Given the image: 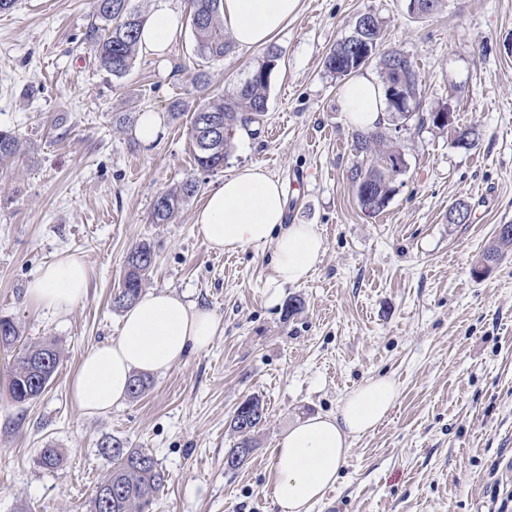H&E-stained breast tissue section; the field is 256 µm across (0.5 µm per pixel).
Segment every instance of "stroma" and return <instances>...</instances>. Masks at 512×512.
Listing matches in <instances>:
<instances>
[{
    "instance_id": "1",
    "label": "stroma",
    "mask_w": 512,
    "mask_h": 512,
    "mask_svg": "<svg viewBox=\"0 0 512 512\" xmlns=\"http://www.w3.org/2000/svg\"><path fill=\"white\" fill-rule=\"evenodd\" d=\"M409 3L301 0L273 40L281 59L265 116L233 137L223 168L205 173L188 135L200 97L190 31L164 58L139 52L116 80L84 40L94 0H18L0 13V129L23 141L0 164V316L22 343L51 339L62 352L46 391L21 405L8 391L12 354L0 349V512H91L111 467L100 444L112 436L166 472L152 512H278L270 450L281 434L336 413L382 375L398 385L395 407L354 440L312 512H512V254L473 272L496 226L512 224V0H442L429 17ZM366 12L381 19L384 47L410 60L422 112L452 107L458 126L479 132L466 149L429 122L386 129L405 166L376 215L361 210L348 179L358 154L338 104L343 82L322 66ZM263 54L234 48L210 66L213 87H233ZM176 99L185 110L174 120ZM145 110L159 116L154 142L115 130L117 113ZM246 165L284 184L287 223L315 225L325 239L306 281L276 303L273 243L221 254L194 224L208 192ZM189 176L199 193L171 223H152L155 198ZM460 201L471 219L449 223ZM144 240L156 254L147 290L207 307L222 329L207 349L151 375L141 398L88 415L70 379L91 346L117 338L112 295L128 250ZM64 251L84 257L87 297L64 313L35 308L28 282ZM293 296L303 308L289 317ZM251 395L266 419L248 460L230 470L229 421ZM48 446L63 457L58 471L39 462Z\"/></svg>"
}]
</instances>
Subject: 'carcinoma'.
<instances>
[{"label":"carcinoma","mask_w":512,"mask_h":512,"mask_svg":"<svg viewBox=\"0 0 512 512\" xmlns=\"http://www.w3.org/2000/svg\"><path fill=\"white\" fill-rule=\"evenodd\" d=\"M187 22L195 41L197 56L210 62L219 61L232 52L234 44L224 35L222 0H188ZM145 18L130 7V0H94L92 21L84 33L94 51L100 70L116 79L129 74L139 52V34ZM343 44L338 42L326 54L325 70L336 78L349 76L346 60L340 55ZM280 53L274 47L266 50L247 74L232 89L199 100L189 127V137L195 146V162L202 171L224 166L232 130L238 125L258 122L268 110L269 80L274 62ZM212 116L222 123V135H209L201 115ZM458 145L468 148L478 139L473 126H451ZM384 137L379 131L356 134V150L365 155L364 163L354 166L350 180L360 208L367 200L359 190L367 189L371 197L387 205L396 191L395 176L400 173L394 160H402L398 151L383 150ZM21 138L16 132L0 129V163L14 157L20 150ZM200 190L199 181L187 177L161 193L152 207V223L168 224L179 210ZM512 252V235H495L493 244L484 252L480 268L495 263ZM155 251L151 243L142 241L131 248L125 260V270L115 291L112 304L119 311L131 307L142 293L145 276L155 265ZM20 331L15 323L0 318V347L18 348L14 355L9 379L12 400L25 405L40 397L59 368L61 350L53 340H44L25 347H17ZM265 419L262 400L250 397L237 407L230 428L238 436L234 447L225 452L226 465L238 468L254 447L253 433ZM103 453L112 459V467L99 482L92 499V512H149L150 506L165 482V473L152 455L140 448H130L119 437L101 444Z\"/></svg>","instance_id":"obj_1"}]
</instances>
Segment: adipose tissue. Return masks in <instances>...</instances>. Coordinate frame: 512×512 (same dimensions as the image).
<instances>
[{
    "instance_id": "1",
    "label": "adipose tissue",
    "mask_w": 512,
    "mask_h": 512,
    "mask_svg": "<svg viewBox=\"0 0 512 512\" xmlns=\"http://www.w3.org/2000/svg\"><path fill=\"white\" fill-rule=\"evenodd\" d=\"M301 0H223L224 25L241 47L261 48L294 16ZM181 15L159 0L141 29L140 46L164 54L181 34ZM384 91L377 80L360 76L345 83L341 108L348 122L371 129L386 118ZM286 198L280 182L260 167L237 170L214 187L194 217L197 232L214 251L233 253L274 242L270 299L281 289L305 281L325 250L311 224L285 221ZM83 258L63 253L29 281V300L42 309L65 312L88 292ZM220 323L207 309L165 292L143 293L125 311L115 340L86 352L70 381L81 410L108 412L127 397L133 372L157 374L187 352L209 346ZM398 388L388 377L367 380L346 395L333 416H310L290 425L272 450L273 498L280 512H311L335 484L353 438L373 432L389 415Z\"/></svg>"
}]
</instances>
